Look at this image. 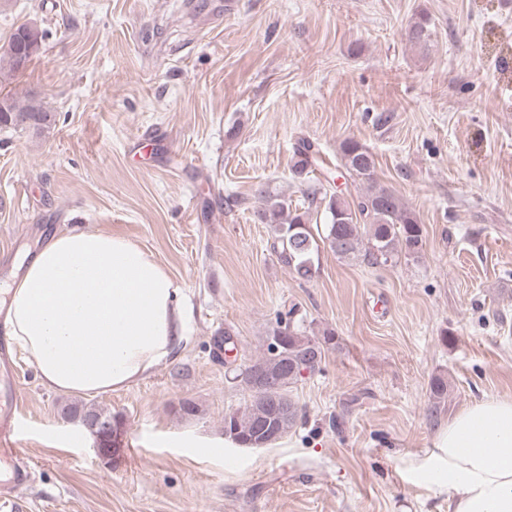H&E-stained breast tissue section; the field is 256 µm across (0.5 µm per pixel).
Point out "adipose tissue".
Instances as JSON below:
<instances>
[{
    "instance_id": "adipose-tissue-1",
    "label": "adipose tissue",
    "mask_w": 512,
    "mask_h": 512,
    "mask_svg": "<svg viewBox=\"0 0 512 512\" xmlns=\"http://www.w3.org/2000/svg\"><path fill=\"white\" fill-rule=\"evenodd\" d=\"M0 322L44 385L98 394L130 385L176 351L182 290L121 236L64 232L0 289ZM410 464L444 482L448 512H512V398L463 408Z\"/></svg>"
}]
</instances>
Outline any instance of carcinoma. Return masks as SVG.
<instances>
[{
	"mask_svg": "<svg viewBox=\"0 0 512 512\" xmlns=\"http://www.w3.org/2000/svg\"><path fill=\"white\" fill-rule=\"evenodd\" d=\"M27 35V25L22 24L0 48V76L15 75L26 68L27 62L17 59L13 47ZM434 37V23L425 10L419 11L405 29L406 42L423 54L434 46ZM50 118L42 100L32 93L22 98L7 95L0 99V131L27 128L42 131ZM340 154L342 166L359 184L357 194L349 199L336 191L313 186L306 196L307 207L301 212L291 210L281 194L264 186L256 189L262 206L254 211V217L259 223L270 225L274 235L271 248L278 260L302 281L314 276V256L333 238L343 239V248L336 252L338 258H360L370 265L393 264L402 257L416 259L423 248L419 218L394 190L377 181L375 157L369 148L354 138H346L340 144ZM317 171L325 182H335L333 171L314 150L313 143L299 140L291 167L293 178L304 182ZM319 211L323 213L324 223L314 224L312 214ZM293 314L292 308L278 313L266 336L268 341L282 338L288 348L275 355L268 345L261 355L236 368L241 376L257 369L274 372L288 364V378L274 388L255 391L246 380H240L249 400L224 415V436L242 448L281 438L297 424L299 411L289 392L303 378L306 354L313 347L324 353L334 345V330H324L321 340L307 336L292 320ZM64 415L79 423L91 418L108 422L117 430L122 427L120 416L93 406L72 404L64 409Z\"/></svg>",
	"mask_w": 512,
	"mask_h": 512,
	"instance_id": "cac0c4a2",
	"label": "carcinoma"
}]
</instances>
